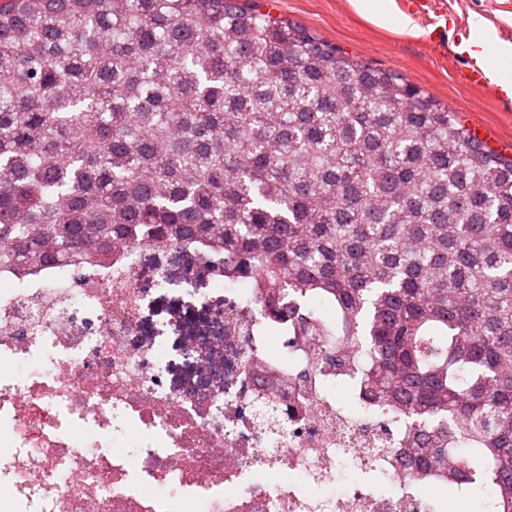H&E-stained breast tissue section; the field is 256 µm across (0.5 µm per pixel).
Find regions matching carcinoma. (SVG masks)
Returning <instances> with one entry per match:
<instances>
[{
  "instance_id": "obj_1",
  "label": "carcinoma",
  "mask_w": 512,
  "mask_h": 512,
  "mask_svg": "<svg viewBox=\"0 0 512 512\" xmlns=\"http://www.w3.org/2000/svg\"><path fill=\"white\" fill-rule=\"evenodd\" d=\"M156 242L326 304L313 364L358 352L406 463L512 512V159L246 0H0V264Z\"/></svg>"
}]
</instances>
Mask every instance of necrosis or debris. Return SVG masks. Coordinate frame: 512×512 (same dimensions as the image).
I'll return each instance as SVG.
<instances>
[{
    "label": "necrosis or debris",
    "mask_w": 512,
    "mask_h": 512,
    "mask_svg": "<svg viewBox=\"0 0 512 512\" xmlns=\"http://www.w3.org/2000/svg\"><path fill=\"white\" fill-rule=\"evenodd\" d=\"M210 286L224 356L208 387H167L162 346L142 337L145 286L165 264L136 250L110 266H0V487L9 512H431L430 475L399 462L383 406L351 409L332 391L342 373L315 369L314 336L263 310L250 278L187 248ZM93 314L89 327L84 314ZM288 373L263 416L254 360ZM390 485L380 492L378 482Z\"/></svg>",
    "instance_id": "1"
}]
</instances>
